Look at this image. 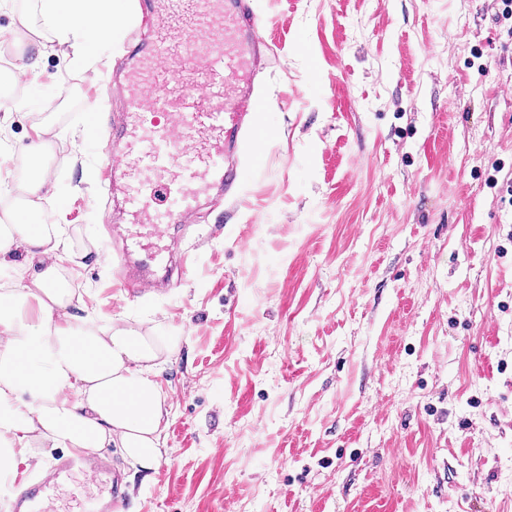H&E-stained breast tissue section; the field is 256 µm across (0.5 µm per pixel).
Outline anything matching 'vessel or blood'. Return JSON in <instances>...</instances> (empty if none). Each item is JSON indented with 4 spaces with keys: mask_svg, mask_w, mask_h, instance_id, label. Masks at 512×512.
Masks as SVG:
<instances>
[{
    "mask_svg": "<svg viewBox=\"0 0 512 512\" xmlns=\"http://www.w3.org/2000/svg\"><path fill=\"white\" fill-rule=\"evenodd\" d=\"M122 25L136 45L122 78L128 103L122 135L141 165L117 260L122 286L145 296L157 285L134 266L168 261L178 248L171 224L192 214L214 187L230 199L239 192V148L253 114L266 106L257 63L264 22L251 0H133ZM175 45L182 55L157 73V61L171 57ZM189 155L196 163L187 170ZM88 472L102 476L103 487L85 512H124L127 499L110 460L92 452L57 458L44 474L8 485L4 498L10 512H61L58 487Z\"/></svg>",
    "mask_w": 512,
    "mask_h": 512,
    "instance_id": "b4317fda",
    "label": "vessel or blood"
}]
</instances>
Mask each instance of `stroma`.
I'll return each instance as SVG.
<instances>
[{
  "label": "stroma",
  "instance_id": "stroma-1",
  "mask_svg": "<svg viewBox=\"0 0 512 512\" xmlns=\"http://www.w3.org/2000/svg\"><path fill=\"white\" fill-rule=\"evenodd\" d=\"M253 5L278 64L238 200L201 201L182 282L143 301L116 287L108 233L135 185L101 179L127 49L100 37L73 65L39 0H0V225L43 134L73 314L188 338L158 375V468L110 457L128 512H512V16L502 0Z\"/></svg>",
  "mask_w": 512,
  "mask_h": 512
}]
</instances>
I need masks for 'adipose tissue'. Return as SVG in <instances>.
I'll list each match as a JSON object with an SVG mask.
<instances>
[{"mask_svg": "<svg viewBox=\"0 0 512 512\" xmlns=\"http://www.w3.org/2000/svg\"><path fill=\"white\" fill-rule=\"evenodd\" d=\"M124 7L123 0H40L45 27L76 65L88 62L86 46ZM25 153L33 164L19 186L25 205L0 225V264L24 255L27 274L0 288V480L14 479L17 461L37 443L71 453L113 447L129 469L152 471L168 425L158 371L180 352L184 332L70 313L73 255L58 231L64 214L46 217L39 204L47 144L33 141Z\"/></svg>", "mask_w": 512, "mask_h": 512, "instance_id": "ef3b65f1", "label": "adipose tissue"}]
</instances>
